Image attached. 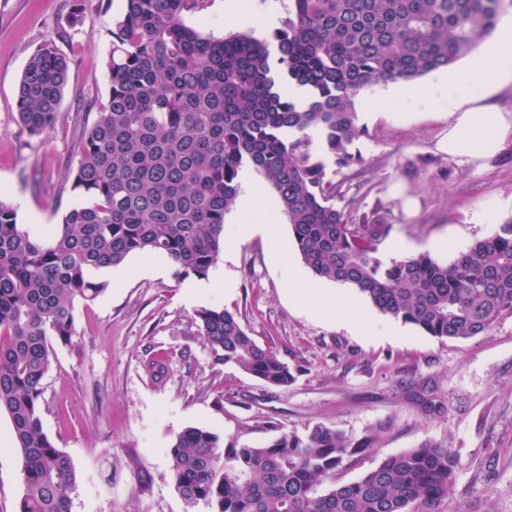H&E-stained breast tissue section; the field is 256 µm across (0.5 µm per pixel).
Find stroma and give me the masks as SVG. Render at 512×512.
Returning <instances> with one entry per match:
<instances>
[{
	"label": "stroma",
	"mask_w": 512,
	"mask_h": 512,
	"mask_svg": "<svg viewBox=\"0 0 512 512\" xmlns=\"http://www.w3.org/2000/svg\"><path fill=\"white\" fill-rule=\"evenodd\" d=\"M78 5L84 19L73 27ZM123 9V0H0V200L33 237H50L81 202L71 174L86 105L108 101L112 21ZM48 41L67 59L69 78L54 127L32 137L18 123V85ZM393 89L380 83L364 91L377 114L358 121L363 133L353 148L365 166L344 184L351 216L391 225L410 253L446 262L496 231V223L479 222L484 208L496 207L499 220L512 217V139L475 164L451 159L435 148L447 120L403 127ZM225 223L271 224L276 234L226 237L214 268L231 282L230 294L187 302V281L169 263L134 254L104 273L103 294L77 307L76 336L55 349L42 409L46 433L79 474L71 512H209L175 487L168 458L175 435L197 426L228 446L256 445L316 423L355 447L338 481H355L429 440L458 461L441 512H512V316L466 340H441L410 324L395 341L366 336L293 299L274 250L285 247L296 263L301 257L280 212L235 209ZM438 238L447 239L446 251H432ZM202 307L233 313L296 369L295 382L273 387L216 362L194 320ZM155 359L164 367L158 378L148 368ZM10 435L0 413V512H18L23 494Z\"/></svg>",
	"instance_id": "35a3bbf8"
}]
</instances>
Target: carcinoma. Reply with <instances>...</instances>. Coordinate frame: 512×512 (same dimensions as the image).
I'll use <instances>...</instances> for the list:
<instances>
[{"instance_id":"1","label":"carcinoma","mask_w":512,"mask_h":512,"mask_svg":"<svg viewBox=\"0 0 512 512\" xmlns=\"http://www.w3.org/2000/svg\"><path fill=\"white\" fill-rule=\"evenodd\" d=\"M201 0H125L112 26L110 96L78 145L69 210L48 241L0 201V412L19 454L18 512H71L78 474L43 428L53 344L76 334V305L107 290L105 270L132 254L205 278L225 216L252 167L273 190L303 263L356 288L379 312L440 339L489 333L512 316V218L451 262L426 253L383 263L387 224H355L334 176L360 167L354 99L380 82L411 83L451 68L491 36L501 0H288L268 38L205 35L185 23ZM69 65L48 42L28 60L18 119L31 137L53 128ZM195 322L216 361L275 387L295 380L231 312ZM351 444L315 424L259 445L224 446L189 427L169 444L172 476L211 512H440L458 466L424 442L349 483L336 469Z\"/></svg>"}]
</instances>
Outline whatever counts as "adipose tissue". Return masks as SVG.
<instances>
[{
    "label": "adipose tissue",
    "mask_w": 512,
    "mask_h": 512,
    "mask_svg": "<svg viewBox=\"0 0 512 512\" xmlns=\"http://www.w3.org/2000/svg\"><path fill=\"white\" fill-rule=\"evenodd\" d=\"M490 50V55H479L471 61L466 80L440 71L433 74L422 90L394 92L403 107L404 124L447 116L448 131L436 148L463 162L494 155L501 142L512 137V113L499 111L486 102L493 88L512 82V25L500 31ZM283 272L294 286V299L308 306L316 317L341 318L353 328H363L358 314L345 308V293L326 288L320 280L304 277L291 264H284Z\"/></svg>",
    "instance_id": "ef3b65f1"
}]
</instances>
